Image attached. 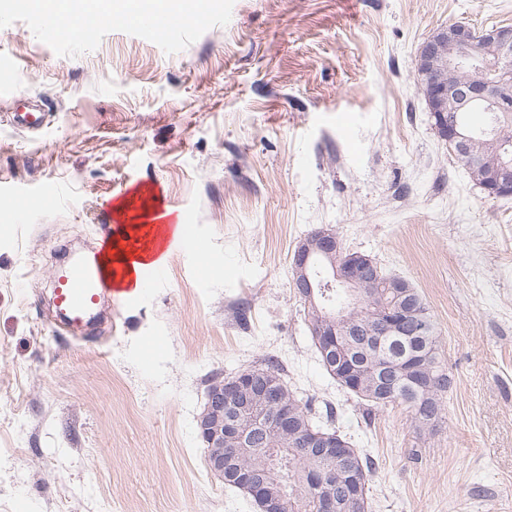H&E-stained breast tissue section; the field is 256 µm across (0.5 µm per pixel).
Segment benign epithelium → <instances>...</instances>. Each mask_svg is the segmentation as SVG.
Wrapping results in <instances>:
<instances>
[{
	"label": "benign epithelium",
	"instance_id": "7a95c632",
	"mask_svg": "<svg viewBox=\"0 0 512 512\" xmlns=\"http://www.w3.org/2000/svg\"><path fill=\"white\" fill-rule=\"evenodd\" d=\"M477 43L486 45L482 53L486 77H476L465 68V49ZM415 71L437 136L448 143L464 168L479 175L475 183L488 196L512 197V159L501 155L495 163H486L472 152V137L458 119V112L471 103H483L491 112H512V27L477 30L458 23L442 26L421 44ZM341 247L334 230L320 228L297 247L292 260V286L298 297L313 305L311 325L318 347L332 356L342 336L383 338L387 345L375 363L343 371L348 385L358 387L364 371L387 383L392 376L388 360L399 356L407 363V378L428 390L430 376L423 366V348L403 341L405 336L425 335L426 324L418 318L416 304L406 303L366 324L344 311L335 314L316 307L311 265L317 258L332 261L327 270L352 299L355 288L374 282L376 268L367 256L354 254L339 268L333 264ZM296 412L297 404L288 399L287 390L266 371L211 379L197 418L198 434L209 448V469L220 477L229 473L231 484L243 490L260 512H275V501L267 491L268 472L256 463L254 446L272 434L284 440L299 438L320 461V469L304 474L305 486L313 491V512H352L360 501L349 449L334 437L296 428Z\"/></svg>",
	"mask_w": 512,
	"mask_h": 512
}]
</instances>
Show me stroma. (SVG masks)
Masks as SVG:
<instances>
[{
    "instance_id": "obj_1",
    "label": "stroma",
    "mask_w": 512,
    "mask_h": 512,
    "mask_svg": "<svg viewBox=\"0 0 512 512\" xmlns=\"http://www.w3.org/2000/svg\"><path fill=\"white\" fill-rule=\"evenodd\" d=\"M452 23L512 25V0H208L170 44L0 14V512H257L197 417L267 355L374 461L371 512H512V198L439 139L414 69ZM22 102L42 130L8 122ZM122 199L192 235L136 302L61 329L53 274L120 236ZM322 227L426 301L453 380L433 429L322 367L291 283Z\"/></svg>"
}]
</instances>
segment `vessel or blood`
I'll return each instance as SVG.
<instances>
[{
  "label": "vessel or blood",
  "instance_id": "vessel-or-blood-1",
  "mask_svg": "<svg viewBox=\"0 0 512 512\" xmlns=\"http://www.w3.org/2000/svg\"><path fill=\"white\" fill-rule=\"evenodd\" d=\"M140 26L153 33L157 38L170 41L180 33L183 24L177 19L160 20L150 12L139 17ZM160 270L156 267L141 269L138 285L134 288H114L107 279L98 262L80 261L54 276V297L56 306L67 324L80 326L88 323L94 316L99 303L106 295H114L116 300L134 302L145 293Z\"/></svg>",
  "mask_w": 512,
  "mask_h": 512
}]
</instances>
